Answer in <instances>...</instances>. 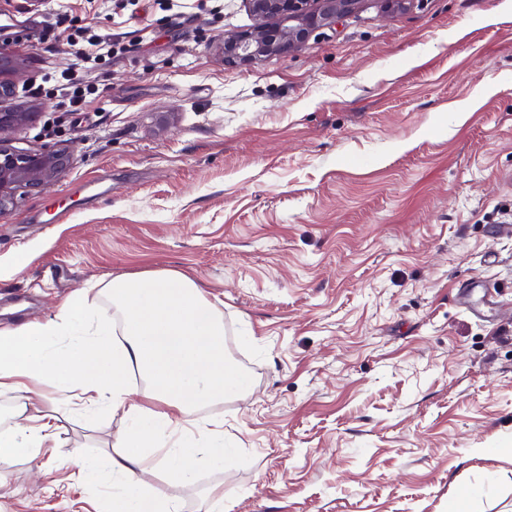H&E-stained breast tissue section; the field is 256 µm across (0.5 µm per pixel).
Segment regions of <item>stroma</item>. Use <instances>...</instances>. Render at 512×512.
Masks as SVG:
<instances>
[{
  "label": "stroma",
  "mask_w": 512,
  "mask_h": 512,
  "mask_svg": "<svg viewBox=\"0 0 512 512\" xmlns=\"http://www.w3.org/2000/svg\"><path fill=\"white\" fill-rule=\"evenodd\" d=\"M0 0L25 61L0 109L38 104L22 146L70 148L0 217V328L63 319L81 293L122 331L116 276L179 270L224 323L241 397L223 469L154 494L182 512H512V17L502 0H360L297 51L225 63L246 0ZM120 48L69 111L65 33ZM487 83L496 92H484ZM40 88L32 96V88ZM467 105L465 118L457 108ZM485 281L497 292L461 300ZM56 418L37 462L0 458V512H108L122 411L50 384L0 396ZM98 458L64 478L57 451Z\"/></svg>",
  "instance_id": "stroma-1"
}]
</instances>
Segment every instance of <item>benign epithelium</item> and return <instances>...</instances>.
<instances>
[{
	"label": "benign epithelium",
	"mask_w": 512,
	"mask_h": 512,
	"mask_svg": "<svg viewBox=\"0 0 512 512\" xmlns=\"http://www.w3.org/2000/svg\"><path fill=\"white\" fill-rule=\"evenodd\" d=\"M360 0H247L258 23L224 38V61L248 64L261 57L297 50L318 29L352 13ZM23 59L0 50V98L13 93L11 77L23 71ZM35 116V108L0 110V215L15 204L17 193L38 189L70 166L68 147L37 151L19 147L13 134Z\"/></svg>",
	"instance_id": "obj_1"
}]
</instances>
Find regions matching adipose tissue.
I'll return each instance as SVG.
<instances>
[{
	"mask_svg": "<svg viewBox=\"0 0 512 512\" xmlns=\"http://www.w3.org/2000/svg\"><path fill=\"white\" fill-rule=\"evenodd\" d=\"M123 312V343L109 329H89L79 296L63 304L67 323L49 319L0 329V394L37 378L82 401L111 402L129 421L109 458L116 490L113 512H180L176 501L155 496L143 475L165 466L179 481L193 482L200 467L220 468L228 455L223 438L182 436L195 407L245 393L249 381L224 355V324L201 287L176 270L126 274L108 284ZM68 332L66 350L54 338ZM146 381L130 383L132 371ZM50 415H33L0 433V456L37 461L53 447Z\"/></svg>",
	"mask_w": 512,
	"mask_h": 512,
	"instance_id": "ef3b65f1",
	"label": "adipose tissue"
}]
</instances>
